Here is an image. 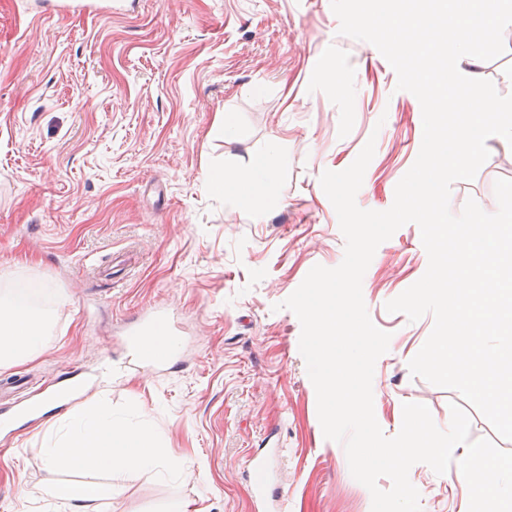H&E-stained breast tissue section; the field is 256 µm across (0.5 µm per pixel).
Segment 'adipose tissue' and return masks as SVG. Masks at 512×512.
<instances>
[{
    "label": "adipose tissue",
    "instance_id": "1",
    "mask_svg": "<svg viewBox=\"0 0 512 512\" xmlns=\"http://www.w3.org/2000/svg\"><path fill=\"white\" fill-rule=\"evenodd\" d=\"M271 170L267 157L256 158L249 173L229 180L210 173L214 189L239 206H251L254 193L266 187ZM44 290L31 283L24 288L0 290V369L36 358L46 347L54 328L53 311L42 301ZM150 431L141 423H121L104 408L71 413L70 427L52 442L53 460L79 468H121L130 474L152 467L178 466L175 456L160 457L149 443Z\"/></svg>",
    "mask_w": 512,
    "mask_h": 512
}]
</instances>
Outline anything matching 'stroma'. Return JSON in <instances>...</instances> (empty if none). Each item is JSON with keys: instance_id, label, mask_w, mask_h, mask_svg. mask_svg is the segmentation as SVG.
<instances>
[{"instance_id": "35a3bbf8", "label": "stroma", "mask_w": 512, "mask_h": 512, "mask_svg": "<svg viewBox=\"0 0 512 512\" xmlns=\"http://www.w3.org/2000/svg\"><path fill=\"white\" fill-rule=\"evenodd\" d=\"M46 0H0V287L41 283L63 295L35 360L0 370L42 383H83L84 406L148 421L177 471L85 472L48 465L66 411L0 441V512H79L36 490H95L98 512H251L246 459L281 447L275 486L288 512H371L368 489L328 440L299 350L301 325L282 303L316 265L338 266L345 239L324 171L346 169L367 141L375 154L356 203L389 209L413 165L422 110L372 44L340 34L331 0H120L65 17ZM232 129L220 130L224 114ZM450 203L496 209L494 183L512 180V147L491 140ZM271 157L266 195L243 210L208 171L245 174ZM94 264L96 273L83 272ZM428 267L418 225L377 249L362 280L369 317L390 333L375 364V417L386 436L403 405L448 423L451 389L412 376L432 315L409 322L385 308ZM172 329L165 371L128 334L148 308ZM421 512H460L456 467L409 471Z\"/></svg>"}]
</instances>
